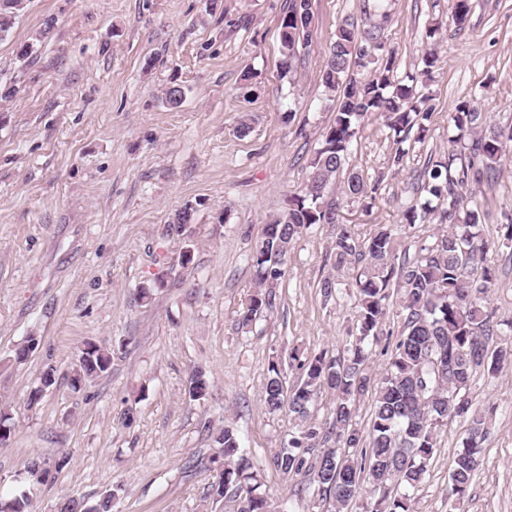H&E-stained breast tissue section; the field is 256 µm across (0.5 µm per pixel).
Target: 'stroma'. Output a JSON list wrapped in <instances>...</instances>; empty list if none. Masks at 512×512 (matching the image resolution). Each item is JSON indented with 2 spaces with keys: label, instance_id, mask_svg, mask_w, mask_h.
I'll return each instance as SVG.
<instances>
[{
  "label": "stroma",
  "instance_id": "stroma-1",
  "mask_svg": "<svg viewBox=\"0 0 512 512\" xmlns=\"http://www.w3.org/2000/svg\"><path fill=\"white\" fill-rule=\"evenodd\" d=\"M288 0H26L0 37V414L12 429L0 446V494L30 490L34 512L70 498L92 505L116 491L114 512H231L213 499L214 433L238 435L280 512H334L310 476L287 477L274 455L296 429L293 414L269 413L263 384L278 361L320 352L345 356L355 325L356 269L333 272L331 231L316 225L293 243L272 308L246 329L238 312L255 291L251 256L263 227L288 209L334 118L321 74L345 18L366 24L363 0H310L309 43L291 75L281 69L280 24ZM394 73L439 57L428 88L435 119L423 141L407 140L402 168L393 136L368 116L346 168L377 186L373 207L341 198L360 234L399 223L427 154L448 149V113L477 101L493 123L512 125V0H469L464 29L452 0H382ZM442 23L439 39L428 38ZM250 82H243L244 74ZM183 89L179 107L164 92ZM294 113L284 123V113ZM251 130L239 136L242 117ZM483 232L512 217V163L484 190ZM192 224L170 233L179 210ZM488 306L498 345L512 343V251L495 257ZM336 273L324 296L320 281ZM150 289L142 298V289ZM39 345L16 363L29 337ZM110 348L109 370L73 388L81 350ZM55 385L28 396L45 368ZM203 371L205 399L188 380ZM469 395L491 411V437L467 512H512V366L477 374ZM464 425L437 429V448L411 512H448V475ZM63 460L30 487L31 460ZM302 487V496L293 488Z\"/></svg>",
  "mask_w": 512,
  "mask_h": 512
}]
</instances>
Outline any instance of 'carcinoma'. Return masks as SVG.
Masks as SVG:
<instances>
[{
	"mask_svg": "<svg viewBox=\"0 0 512 512\" xmlns=\"http://www.w3.org/2000/svg\"><path fill=\"white\" fill-rule=\"evenodd\" d=\"M17 15L9 0H0V36L10 31ZM312 24L309 0H289L280 34L284 73L292 72L298 47L308 40ZM385 44L383 26L373 24L361 30L351 18L330 41L322 83L336 100L335 118L310 162L301 194L293 198L287 214L265 225L252 255L259 291L239 311L237 324L248 327L272 306L263 289L283 276L282 265L296 238L315 224L331 227L334 269L359 266L356 333L346 357L333 359L320 353L300 364L302 377L292 388L285 385L278 364H269L263 394L266 410L275 414L286 409L300 421L287 445L274 456L273 465L287 477L312 476L320 499L331 502L338 512L366 493L379 494L368 512H409L411 495L423 483L436 450L438 424L458 419L465 424V437L449 473L448 512H464L490 429L489 417L473 407L466 392L478 372L492 376L512 363V346H490L499 335V324L487 307L497 282L493 255L512 246V224L501 225L497 238H486L484 203L474 197L463 199L461 189L497 181L504 160L512 157V127L492 123L470 101L448 114L455 134L448 137L444 158L428 159L422 186L428 197L411 199L402 213L404 225L410 228L435 219L448 228L434 235L431 243L420 245L412 257L395 263L398 225L378 224L361 237L354 225L341 221L328 193L337 183L353 201L375 199L377 187L368 186L362 174H343L366 116L383 117L394 133L391 165L397 168L404 165L408 150L403 143L411 130H417L421 142L432 124L434 107L427 82L437 54L427 52L419 73L396 80L395 53ZM393 282L402 292V329L377 381L367 341L379 338ZM440 356L448 370L438 374L430 358ZM111 359L108 348L88 344L78 358L73 385L106 372ZM55 383L54 368L45 369L29 394V403L38 402ZM208 389L203 373L191 376L188 394L192 399L205 398ZM321 389L335 394L332 418L325 424L309 423V406ZM371 391L373 410L364 432L357 427L355 407ZM213 441L218 445L220 476L212 484V496L236 502L237 512H271L236 433L226 427ZM114 499L115 494L107 493L91 506L72 499L60 512H112ZM31 506L25 491L0 498V512H32Z\"/></svg>",
	"mask_w": 512,
	"mask_h": 512,
	"instance_id": "obj_1",
	"label": "carcinoma"
}]
</instances>
